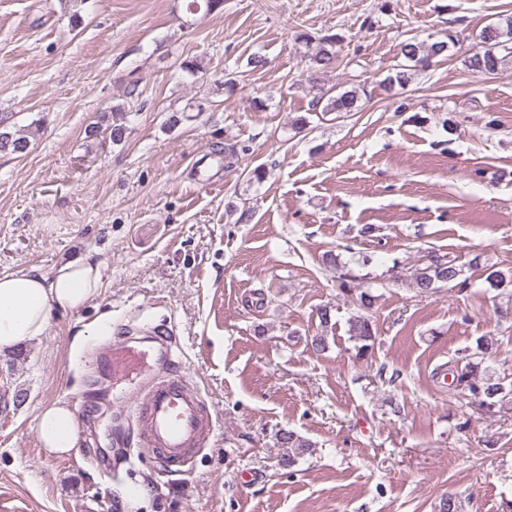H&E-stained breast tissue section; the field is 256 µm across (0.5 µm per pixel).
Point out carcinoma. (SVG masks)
<instances>
[{
    "instance_id": "cac0c4a2",
    "label": "carcinoma",
    "mask_w": 512,
    "mask_h": 512,
    "mask_svg": "<svg viewBox=\"0 0 512 512\" xmlns=\"http://www.w3.org/2000/svg\"><path fill=\"white\" fill-rule=\"evenodd\" d=\"M224 8V0H184L185 19L183 26L191 27L197 16L217 13ZM477 39L482 50L469 56L466 66L473 72L481 74L495 73L506 57H512V19L505 22H490L478 33ZM337 37L323 36L318 39L315 52L309 54V60L315 70L328 68L336 60ZM448 51L445 41L433 42L427 46L408 39L401 43L400 56L402 61L392 75L388 76L387 83L405 86L411 82L413 76L430 66L431 60ZM180 69L190 76L206 74L207 63L203 58L195 56L181 61ZM359 99L356 89L342 90L336 93L328 89L314 98L312 110L322 109V112H338L347 114L357 111ZM109 137L112 143L117 144L126 138L128 131L125 112L118 106L112 107V124L108 125ZM33 135L31 127H16L12 130L0 131V153L24 154L30 146V137ZM460 276V270L445 259L436 256L430 263L413 274V288L420 294L429 293L445 284L455 282ZM488 287L495 290L509 291L512 288V276L493 270L485 277ZM350 336L356 342L355 357L362 359L369 355L375 343V334L371 318L367 314H358L351 317L349 322ZM498 345L491 338L481 337L476 346L448 362V374L452 377V384L459 396L479 400L481 410L489 415L497 413L512 398V374L497 375L482 367L493 354ZM279 442L288 449V454L281 458V465L291 468L295 466L298 458L310 451L311 443L295 432L282 430L279 433Z\"/></svg>"
}]
</instances>
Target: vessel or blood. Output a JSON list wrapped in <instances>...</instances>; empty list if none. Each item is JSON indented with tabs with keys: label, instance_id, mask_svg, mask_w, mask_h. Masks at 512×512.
<instances>
[{
	"label": "vessel or blood",
	"instance_id": "obj_1",
	"mask_svg": "<svg viewBox=\"0 0 512 512\" xmlns=\"http://www.w3.org/2000/svg\"><path fill=\"white\" fill-rule=\"evenodd\" d=\"M151 354L129 341L114 347L113 376L126 377L147 365ZM168 369L153 374L135 394L131 413L136 421L138 447L147 449L162 468L170 470L191 462L206 447L213 419L202 397L189 386L184 375L170 373L175 358H167Z\"/></svg>",
	"mask_w": 512,
	"mask_h": 512
}]
</instances>
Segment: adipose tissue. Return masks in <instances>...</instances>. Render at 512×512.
<instances>
[{
    "label": "adipose tissue",
    "mask_w": 512,
    "mask_h": 512,
    "mask_svg": "<svg viewBox=\"0 0 512 512\" xmlns=\"http://www.w3.org/2000/svg\"><path fill=\"white\" fill-rule=\"evenodd\" d=\"M101 266L88 252L62 259L46 273L0 275V351L45 335L53 311H76L93 301L101 287ZM36 429L48 453L65 455L77 445L78 426L65 403L43 407Z\"/></svg>",
    "instance_id": "1"
}]
</instances>
